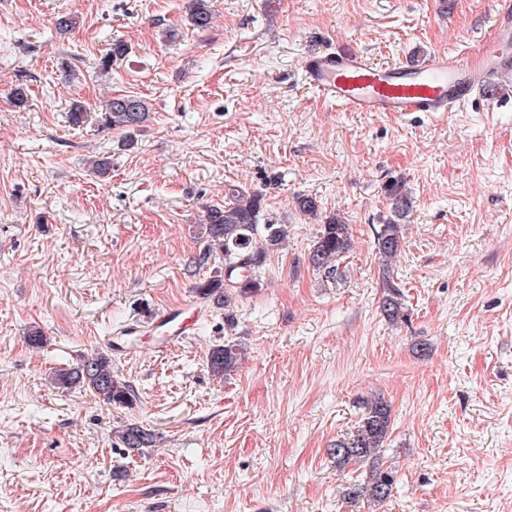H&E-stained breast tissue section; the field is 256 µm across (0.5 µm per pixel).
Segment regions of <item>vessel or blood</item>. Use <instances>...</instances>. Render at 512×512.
<instances>
[{
    "label": "vessel or blood",
    "mask_w": 512,
    "mask_h": 512,
    "mask_svg": "<svg viewBox=\"0 0 512 512\" xmlns=\"http://www.w3.org/2000/svg\"><path fill=\"white\" fill-rule=\"evenodd\" d=\"M495 29L485 42L481 63L462 65L445 55H434L416 67L381 64L362 52L339 45L305 58L306 80L322 95L347 112H394L402 116L414 112L458 111L477 85L491 82L500 72L512 70V0H496ZM195 317L184 308H169L154 324L168 329L159 351L176 346L191 332Z\"/></svg>",
    "instance_id": "obj_1"
}]
</instances>
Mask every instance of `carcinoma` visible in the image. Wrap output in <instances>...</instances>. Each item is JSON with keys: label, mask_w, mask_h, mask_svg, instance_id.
Masks as SVG:
<instances>
[{"label": "carcinoma", "mask_w": 512, "mask_h": 512, "mask_svg": "<svg viewBox=\"0 0 512 512\" xmlns=\"http://www.w3.org/2000/svg\"><path fill=\"white\" fill-rule=\"evenodd\" d=\"M187 17L191 25L204 29L212 23L208 0H188ZM150 116L146 103L138 96L113 97L101 113L102 126L108 130H126L140 127ZM391 201L390 214L371 227L379 270L385 281L380 312L392 325L408 321L409 315L402 289L391 275L392 263L401 250L404 227L410 223L413 201L401 180H392L384 186ZM226 202L207 209L201 226L205 246L198 264L207 263L214 253L224 255V271H216L207 280L196 284V293L203 303L224 310V327L231 329L236 322V298L263 288L261 270L270 255L279 251L287 238V225L275 224L264 213L262 195L248 194L237 188L225 193ZM352 229L336 217L321 225L308 262L322 279L336 284L342 279L339 265L350 251ZM242 356V348L234 340L214 348L208 367L215 375H227ZM59 388L81 387L110 406H128L135 399L132 386L112 369V359L99 354L87 358L76 367L59 371L54 377ZM364 412L354 432L336 441L329 455L336 466L344 468L351 463L369 467V475L362 483L348 489L347 495L363 498L378 506L387 500L393 490L396 472L384 465L382 448L387 441L391 424V408L375 397L362 402ZM119 438L126 448L138 449L153 442L152 434L143 427L128 423L119 430Z\"/></svg>", "instance_id": "obj_1"}]
</instances>
